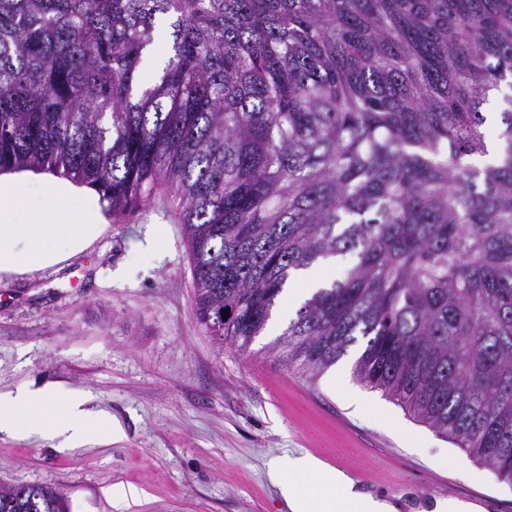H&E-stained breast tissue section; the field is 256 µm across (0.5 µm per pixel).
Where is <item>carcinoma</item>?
Wrapping results in <instances>:
<instances>
[{
	"label": "carcinoma",
	"instance_id": "1",
	"mask_svg": "<svg viewBox=\"0 0 512 512\" xmlns=\"http://www.w3.org/2000/svg\"><path fill=\"white\" fill-rule=\"evenodd\" d=\"M11 171L114 215L174 193L199 320L241 350L295 271L353 254L279 356L316 377L359 347L360 382L512 482V0H0ZM0 512L67 510L18 485Z\"/></svg>",
	"mask_w": 512,
	"mask_h": 512
}]
</instances>
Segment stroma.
<instances>
[{
	"mask_svg": "<svg viewBox=\"0 0 512 512\" xmlns=\"http://www.w3.org/2000/svg\"><path fill=\"white\" fill-rule=\"evenodd\" d=\"M56 265L0 276V392L30 382L83 393L108 420L64 438L0 434V485H39L68 512H289L268 470L302 453L345 473L356 489L425 512L451 489L512 512V483L418 422L344 367L357 403L286 364L272 345L287 327L280 299L247 350L220 345L198 319L178 206L165 191L115 216Z\"/></svg>",
	"mask_w": 512,
	"mask_h": 512,
	"instance_id": "stroma-1",
	"label": "stroma"
}]
</instances>
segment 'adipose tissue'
Segmentation results:
<instances>
[{"instance_id": "obj_1", "label": "adipose tissue", "mask_w": 512, "mask_h": 512, "mask_svg": "<svg viewBox=\"0 0 512 512\" xmlns=\"http://www.w3.org/2000/svg\"><path fill=\"white\" fill-rule=\"evenodd\" d=\"M30 186L40 206L28 224L11 223L14 191L0 188V273L56 264L61 251L81 250L95 231L94 225L73 220L69 204L77 192L71 185L34 178ZM83 402L76 390L19 388L0 396V434L63 435L71 445L82 444L97 427ZM269 476L290 512H395L393 505L355 491L348 477L309 454L274 463Z\"/></svg>"}]
</instances>
